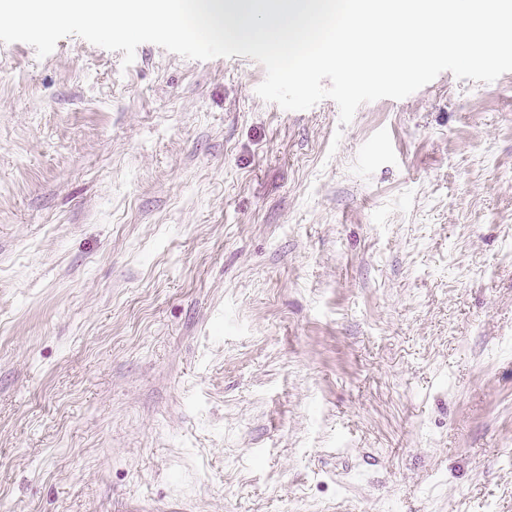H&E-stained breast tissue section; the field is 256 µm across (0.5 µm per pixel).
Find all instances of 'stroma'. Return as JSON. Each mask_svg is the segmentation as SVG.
<instances>
[{
  "mask_svg": "<svg viewBox=\"0 0 512 512\" xmlns=\"http://www.w3.org/2000/svg\"><path fill=\"white\" fill-rule=\"evenodd\" d=\"M122 61L0 42V512H512V72Z\"/></svg>",
  "mask_w": 512,
  "mask_h": 512,
  "instance_id": "1",
  "label": "stroma"
}]
</instances>
